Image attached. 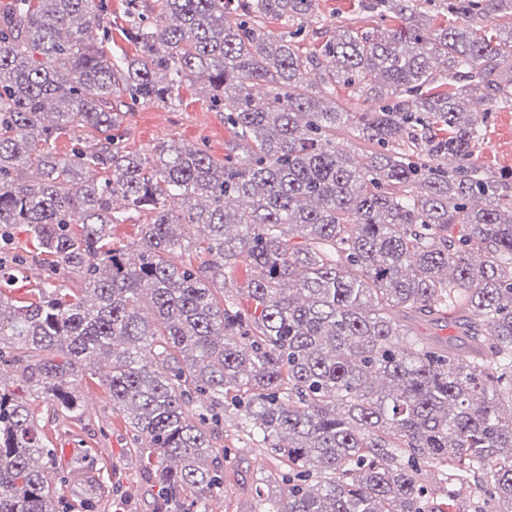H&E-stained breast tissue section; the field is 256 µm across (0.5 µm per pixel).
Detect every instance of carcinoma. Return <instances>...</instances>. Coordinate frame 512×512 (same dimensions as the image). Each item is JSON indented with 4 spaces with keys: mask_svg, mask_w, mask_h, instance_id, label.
Here are the masks:
<instances>
[{
    "mask_svg": "<svg viewBox=\"0 0 512 512\" xmlns=\"http://www.w3.org/2000/svg\"><path fill=\"white\" fill-rule=\"evenodd\" d=\"M128 2L133 59L105 48V0L0 13V241L27 225L45 272L32 301L0 293V364L73 418L69 378L110 359L155 512H208L224 491L211 429L227 398L283 467L270 512H445L428 466L448 500L512 512V173L476 163L485 100L461 102L482 86L512 107V0H441L454 22L434 29L433 0H360L376 25L344 23L311 50L316 0H152L153 18ZM189 79L237 138L224 162L112 137L122 94L165 101ZM342 87L377 106L348 111ZM77 127L85 145L58 157ZM116 197L143 216L131 245L112 240ZM194 224L208 234L186 239ZM27 263L0 266V283ZM237 264L247 286L231 302ZM410 315L461 328L473 354L415 338ZM52 473L31 401L0 387V512H64Z\"/></svg>",
    "mask_w": 512,
    "mask_h": 512,
    "instance_id": "obj_1",
    "label": "carcinoma"
}]
</instances>
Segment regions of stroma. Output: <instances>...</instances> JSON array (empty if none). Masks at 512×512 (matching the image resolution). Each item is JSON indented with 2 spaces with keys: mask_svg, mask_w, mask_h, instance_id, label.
<instances>
[{
  "mask_svg": "<svg viewBox=\"0 0 512 512\" xmlns=\"http://www.w3.org/2000/svg\"><path fill=\"white\" fill-rule=\"evenodd\" d=\"M358 12L359 0H317L306 24L307 46H319L341 21ZM121 109L123 122L114 135L131 152L147 154L160 144L177 141L220 160L232 141L223 113L212 107L205 84L197 81L182 83L173 99H126ZM476 161L494 175L512 172V109L492 108ZM109 371V363L103 361L94 376L71 378L81 417H64L51 402L35 401L39 434L56 450L57 489L67 512H153L157 489L142 469L122 417L112 409L103 385ZM213 444L228 449L229 456L221 465L224 492L209 501V512H265L264 490L280 470L271 457L255 452L235 410L225 409Z\"/></svg>",
  "mask_w": 512,
  "mask_h": 512,
  "instance_id": "stroma-1",
  "label": "stroma"
}]
</instances>
